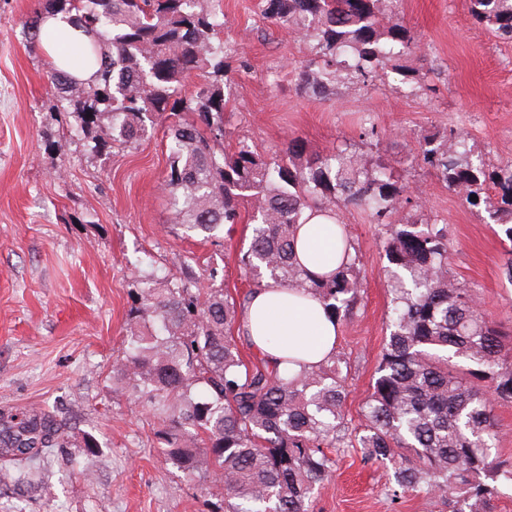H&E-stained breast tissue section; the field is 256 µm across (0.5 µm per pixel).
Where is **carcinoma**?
I'll list each match as a JSON object with an SVG mask.
<instances>
[{
    "mask_svg": "<svg viewBox=\"0 0 512 512\" xmlns=\"http://www.w3.org/2000/svg\"><path fill=\"white\" fill-rule=\"evenodd\" d=\"M380 2L261 0L260 8L273 25L317 41V57L298 80L318 88L331 79L372 78L380 64L410 50L413 38L402 22L379 28ZM466 3L477 23L512 42V0ZM59 12L75 14L73 25L91 38L85 63L97 67L80 82L49 63L50 79L68 102L71 132L90 134L108 113L112 140L129 142L143 136L145 117L169 122L173 163L164 185L175 223L210 234L239 223L241 207L249 206L254 227L245 268L313 292L338 322L357 312V256L328 277H310L294 253L298 225L308 210L334 216L336 206H352L384 234L389 335L356 436L345 426L347 390L336 358L293 376L262 358H241L233 330L250 292L237 299L222 288L205 292L199 281L215 273L191 267L185 280L164 288L134 274L127 349L113 372L121 390L158 420L171 463L189 477L211 479L223 512H306V500L336 466L326 449L358 448L366 464H394L395 497L424 489L448 499L450 512H495L500 479H512V461L496 448L494 418L495 403L512 402V326L485 319L471 291L448 275L447 227L393 221L398 180L387 167L343 150L306 159L293 138L280 159L247 145L224 152L230 84L224 48L213 41L224 22L201 0H43L25 25L31 44H40L43 19ZM191 73L201 81L184 95ZM449 134L457 151L427 140L421 162L471 208L491 207L486 191L497 192L500 206L490 215L511 222L512 162L488 170L474 163L463 135ZM146 316L159 329L141 325ZM68 444L48 412L1 418L0 482L38 474L16 465Z\"/></svg>",
    "mask_w": 512,
    "mask_h": 512,
    "instance_id": "carcinoma-1",
    "label": "carcinoma"
}]
</instances>
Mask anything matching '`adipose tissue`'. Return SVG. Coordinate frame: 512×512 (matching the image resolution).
<instances>
[{
    "label": "adipose tissue",
    "instance_id": "1",
    "mask_svg": "<svg viewBox=\"0 0 512 512\" xmlns=\"http://www.w3.org/2000/svg\"><path fill=\"white\" fill-rule=\"evenodd\" d=\"M41 46L53 61L76 59L77 33L68 15L47 17L41 26ZM335 221L312 216L295 235V252L312 276L336 270L351 249L338 240ZM241 332L253 349L282 374H296L302 366L327 361L336 351L339 326L310 291L265 283L246 302Z\"/></svg>",
    "mask_w": 512,
    "mask_h": 512
}]
</instances>
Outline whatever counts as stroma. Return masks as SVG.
<instances>
[{"label":"stroma","mask_w":512,"mask_h":512,"mask_svg":"<svg viewBox=\"0 0 512 512\" xmlns=\"http://www.w3.org/2000/svg\"><path fill=\"white\" fill-rule=\"evenodd\" d=\"M258 3L220 4L233 91L225 151L244 142L279 158L297 137L310 156L345 150L390 166L404 187L396 220L447 225L449 274L472 291L482 315L512 320V282L502 273L512 239L415 158L424 137L452 128L485 164L512 160V44L476 23L465 0H382L380 28L402 20L411 51L372 80L331 81L316 96L297 80L315 56L313 41L272 25ZM40 7L0 0V412L48 411L71 445L37 462L51 495L33 483L0 485V512H214L206 483L165 461L157 419L113 392L112 365L125 348L133 268L160 284L189 265L212 269L202 287L245 292L254 285L241 263L252 226L244 218L209 236L173 223L162 185L171 162L166 124L125 144L101 116L94 138L110 143L101 151L70 132L49 58L23 34ZM369 122L378 136L366 134ZM340 215L362 281L359 310L340 323L336 347L348 389L344 419L357 429L391 295L380 226L352 207ZM88 438L96 456L87 467ZM393 471L347 449L307 512H448L442 497L422 491L392 497Z\"/></svg>","instance_id":"1"}]
</instances>
